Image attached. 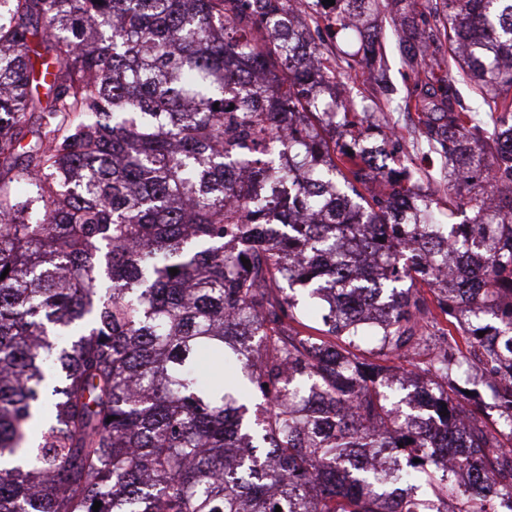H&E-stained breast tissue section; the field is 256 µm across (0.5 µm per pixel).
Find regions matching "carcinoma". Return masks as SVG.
I'll return each instance as SVG.
<instances>
[{
	"instance_id": "obj_1",
	"label": "carcinoma",
	"mask_w": 512,
	"mask_h": 512,
	"mask_svg": "<svg viewBox=\"0 0 512 512\" xmlns=\"http://www.w3.org/2000/svg\"><path fill=\"white\" fill-rule=\"evenodd\" d=\"M291 2L0 0V512H512V0H395L458 224Z\"/></svg>"
}]
</instances>
